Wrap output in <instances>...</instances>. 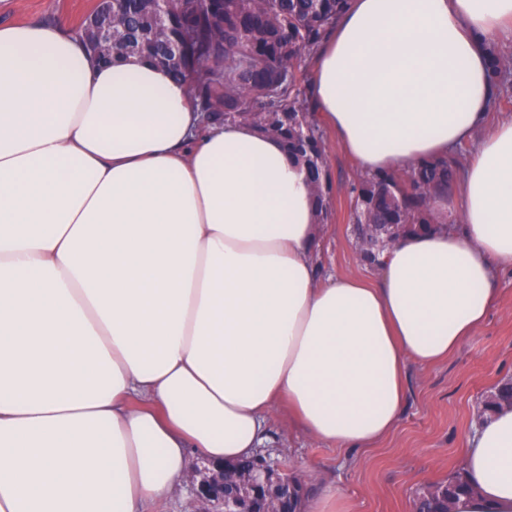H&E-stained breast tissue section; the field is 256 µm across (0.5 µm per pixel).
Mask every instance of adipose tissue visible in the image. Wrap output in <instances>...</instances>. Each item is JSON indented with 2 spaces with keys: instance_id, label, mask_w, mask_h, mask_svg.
<instances>
[{
  "instance_id": "adipose-tissue-1",
  "label": "adipose tissue",
  "mask_w": 512,
  "mask_h": 512,
  "mask_svg": "<svg viewBox=\"0 0 512 512\" xmlns=\"http://www.w3.org/2000/svg\"><path fill=\"white\" fill-rule=\"evenodd\" d=\"M508 42L512 0H350L317 119L368 173L475 149L438 230L324 282L277 138L206 122L154 62H94L64 21L0 25V512H141L189 453L254 456L283 402L339 448L390 435L408 364L473 336L512 268V120L486 125ZM463 448L452 512H512V405ZM498 47L492 46L488 48V58L492 80L495 84H502L511 69H509L508 59L500 49L512 57V44L500 45Z\"/></svg>"
}]
</instances>
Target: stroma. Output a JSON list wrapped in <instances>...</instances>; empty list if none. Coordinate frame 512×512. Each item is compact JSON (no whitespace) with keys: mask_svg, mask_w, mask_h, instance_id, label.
<instances>
[{"mask_svg":"<svg viewBox=\"0 0 512 512\" xmlns=\"http://www.w3.org/2000/svg\"><path fill=\"white\" fill-rule=\"evenodd\" d=\"M97 0H0V23L62 20L78 28ZM324 161L332 183L315 258L322 278L367 282L377 268L364 261L345 192L357 164L335 133L324 134ZM407 394L393 432L369 449H341L299 432L284 410L267 421L262 453L280 473L297 477L313 498L336 490L344 512H408L415 491L445 480L459 466L461 438L472 432L485 398L512 376V269L500 274L498 297L485 325L448 359L409 364Z\"/></svg>","mask_w":512,"mask_h":512,"instance_id":"stroma-1","label":"stroma"}]
</instances>
